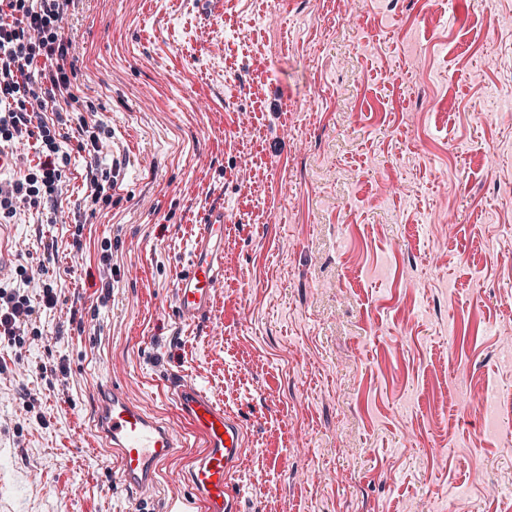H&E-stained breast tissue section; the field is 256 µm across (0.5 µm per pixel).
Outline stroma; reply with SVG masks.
Here are the masks:
<instances>
[{"label": "stroma", "mask_w": 512, "mask_h": 512, "mask_svg": "<svg viewBox=\"0 0 512 512\" xmlns=\"http://www.w3.org/2000/svg\"><path fill=\"white\" fill-rule=\"evenodd\" d=\"M62 28L65 187L12 219L57 303L0 342V512H138L97 396L172 421L173 372L245 429L242 512H512V0H74ZM223 241L224 211H212L199 225L187 267L179 272L172 289L176 311L184 322H199L211 315L223 282Z\"/></svg>", "instance_id": "obj_1"}]
</instances>
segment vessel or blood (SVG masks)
I'll list each match as a JSON object with an SVG mask.
<instances>
[{"label": "vessel or blood", "mask_w": 512, "mask_h": 512, "mask_svg": "<svg viewBox=\"0 0 512 512\" xmlns=\"http://www.w3.org/2000/svg\"><path fill=\"white\" fill-rule=\"evenodd\" d=\"M15 228L0 225V274L15 259ZM224 214L214 211L199 227L187 266L173 288L175 308L182 321L209 317L223 278L221 273ZM167 385L175 402L177 422L171 423L135 403L127 390L110 383L99 393L95 425L108 448L117 478L138 500L152 498L162 465L189 456L177 472L189 496L174 499L169 512H238L235 480L245 447L240 422L206 391L182 374Z\"/></svg>", "instance_id": "1"}]
</instances>
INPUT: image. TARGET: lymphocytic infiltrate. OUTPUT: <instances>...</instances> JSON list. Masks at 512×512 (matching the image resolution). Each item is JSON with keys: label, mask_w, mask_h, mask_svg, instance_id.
Here are the masks:
<instances>
[{"label": "lymphocytic infiltrate", "mask_w": 512, "mask_h": 512, "mask_svg": "<svg viewBox=\"0 0 512 512\" xmlns=\"http://www.w3.org/2000/svg\"><path fill=\"white\" fill-rule=\"evenodd\" d=\"M71 0H0V150L34 140L40 155L24 177L0 183V221L18 207H39L59 196L65 183L60 146L36 113L53 111L71 96L66 72L69 48L60 33ZM34 310L20 288L0 290V335L21 343L20 329Z\"/></svg>", "instance_id": "1"}]
</instances>
